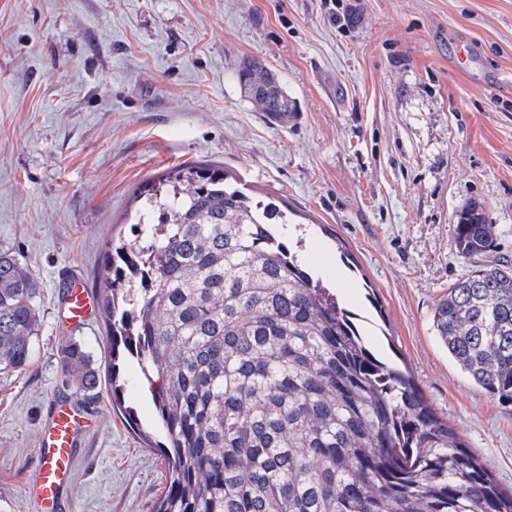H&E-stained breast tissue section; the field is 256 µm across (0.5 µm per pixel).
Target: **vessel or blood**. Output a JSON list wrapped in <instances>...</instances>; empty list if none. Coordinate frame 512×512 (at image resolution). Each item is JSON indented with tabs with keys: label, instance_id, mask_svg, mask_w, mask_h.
Here are the masks:
<instances>
[{
	"label": "vessel or blood",
	"instance_id": "vessel-or-blood-1",
	"mask_svg": "<svg viewBox=\"0 0 512 512\" xmlns=\"http://www.w3.org/2000/svg\"><path fill=\"white\" fill-rule=\"evenodd\" d=\"M96 311V301L86 282L70 279L58 307L63 325L79 327ZM83 428V416L73 405L64 400L52 404L37 448L39 466L27 488L33 512H65L76 445Z\"/></svg>",
	"mask_w": 512,
	"mask_h": 512
}]
</instances>
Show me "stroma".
<instances>
[{"label": "stroma", "mask_w": 512, "mask_h": 512, "mask_svg": "<svg viewBox=\"0 0 512 512\" xmlns=\"http://www.w3.org/2000/svg\"><path fill=\"white\" fill-rule=\"evenodd\" d=\"M0 0V248L39 281L28 371L0 380V512H32L54 396L84 409L72 512H151L166 468L112 407L67 384L64 342L94 365L102 317L67 331L65 277L99 284L107 242L130 236L134 192L205 162L280 197L286 244L353 317L384 315L394 350L462 441L512 488V408L460 369L432 327L436 301L470 267L454 242L481 203L512 260V0ZM264 61L298 112L271 124L237 67Z\"/></svg>", "instance_id": "35a3bbf8"}]
</instances>
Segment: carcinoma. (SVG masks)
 Listing matches in <instances>:
<instances>
[{"instance_id": "carcinoma-1", "label": "carcinoma", "mask_w": 512, "mask_h": 512, "mask_svg": "<svg viewBox=\"0 0 512 512\" xmlns=\"http://www.w3.org/2000/svg\"><path fill=\"white\" fill-rule=\"evenodd\" d=\"M266 118L295 112L265 63H243ZM135 192L131 237L107 243L96 301L107 370L75 340L62 368L84 394L127 358L156 409L168 464L155 512H512V491L461 440L411 374L377 359L334 294L276 235L273 202L224 167L196 164ZM469 272L432 326L473 382L512 405V261L476 203L454 227ZM35 277L0 250V376L25 372L40 318Z\"/></svg>"}]
</instances>
